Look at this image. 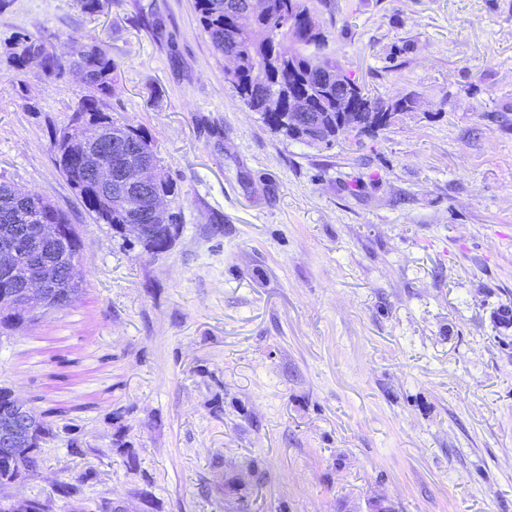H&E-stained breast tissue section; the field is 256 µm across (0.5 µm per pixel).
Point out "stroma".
Returning a JSON list of instances; mask_svg holds the SVG:
<instances>
[{
  "instance_id": "stroma-1",
  "label": "stroma",
  "mask_w": 512,
  "mask_h": 512,
  "mask_svg": "<svg viewBox=\"0 0 512 512\" xmlns=\"http://www.w3.org/2000/svg\"><path fill=\"white\" fill-rule=\"evenodd\" d=\"M318 19L358 84L416 107L307 146L227 86L194 0L0 7V181L84 241L81 293L0 336V382L59 411L19 495L62 512L52 483L80 477L92 501L151 485L157 512H512V0ZM72 34L103 39L113 118L177 185L162 256L94 223L53 163L85 87L9 63L19 37Z\"/></svg>"
}]
</instances>
